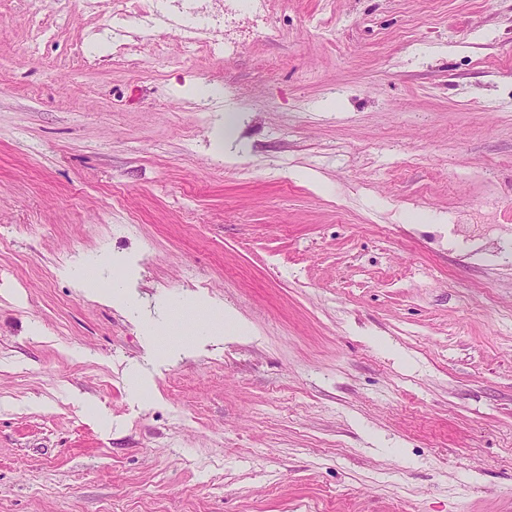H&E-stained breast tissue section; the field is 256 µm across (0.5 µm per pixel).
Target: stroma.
<instances>
[{
    "mask_svg": "<svg viewBox=\"0 0 512 512\" xmlns=\"http://www.w3.org/2000/svg\"><path fill=\"white\" fill-rule=\"evenodd\" d=\"M5 11L0 512H512V0H282L225 59ZM102 301L112 303L113 306L129 308L130 299L126 293L125 285L122 280H113L108 288H89ZM187 310H192L201 313L205 316V319L197 321L194 325H197V330L193 332L195 335H211L213 333L210 329L211 320L214 317L222 316L228 323L235 322L234 319L230 315H225L224 311L221 312L219 310L213 309L210 305L205 301H196L191 305L186 304H178L169 308V316L170 319H175L176 321L183 320L185 318V314ZM219 313V314H217Z\"/></svg>",
    "mask_w": 512,
    "mask_h": 512,
    "instance_id": "1",
    "label": "stroma"
}]
</instances>
